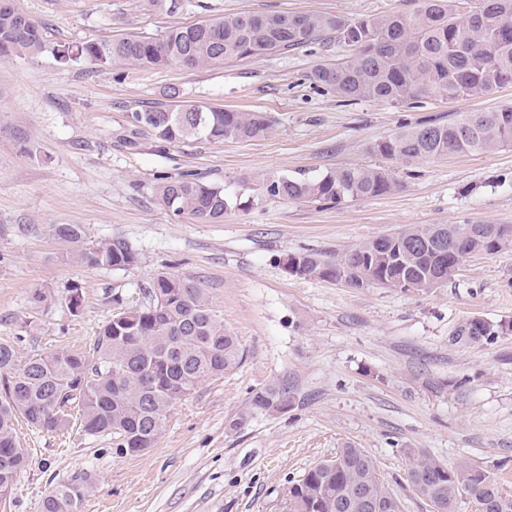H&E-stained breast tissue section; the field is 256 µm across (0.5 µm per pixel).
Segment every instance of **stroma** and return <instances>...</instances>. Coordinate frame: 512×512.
Segmentation results:
<instances>
[{
    "label": "stroma",
    "instance_id": "obj_1",
    "mask_svg": "<svg viewBox=\"0 0 512 512\" xmlns=\"http://www.w3.org/2000/svg\"><path fill=\"white\" fill-rule=\"evenodd\" d=\"M38 22L46 49L0 60V341L19 356L92 349L100 328L143 303L165 272L196 283L241 363L170 409L154 445L117 455L109 439L78 427L58 433L19 420L29 464L0 512H41L77 474L90 477L79 512H281L284 490L344 447L364 449L402 512H432L410 485L411 451L482 468L512 495V332L481 344L456 341L467 319L512 322V245L468 257L427 293L289 275L288 255L346 250L410 224H512V146L394 162L389 194L340 204L265 195L278 176L324 175L371 165L370 144L434 118L512 105V86L478 98L409 106L342 101L313 87L315 65L349 49L317 40L281 55L198 69L59 65L54 50L134 34L161 38L239 12L317 14L345 20L410 12L418 0H14ZM205 102L262 112L253 140H187L157 148L148 133L125 143L129 113ZM185 172L224 188L222 222L173 216L158 205L165 177ZM53 224H80L92 243L125 241L126 270L80 267ZM82 295L80 312L68 305ZM44 301H37V294ZM286 385L282 412L251 408Z\"/></svg>",
    "mask_w": 512,
    "mask_h": 512
}]
</instances>
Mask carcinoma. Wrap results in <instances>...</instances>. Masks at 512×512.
Masks as SVG:
<instances>
[{
    "instance_id": "carcinoma-1",
    "label": "carcinoma",
    "mask_w": 512,
    "mask_h": 512,
    "mask_svg": "<svg viewBox=\"0 0 512 512\" xmlns=\"http://www.w3.org/2000/svg\"><path fill=\"white\" fill-rule=\"evenodd\" d=\"M336 36L350 54L311 72L314 86L345 102L362 99L414 104L480 97L512 85V0H477L460 13L458 0H421L412 13L368 16L346 21L337 16L305 14L293 23L284 14L240 13L170 30L160 39L130 35L87 41L56 50L67 65L77 54L97 65L128 63L145 69L183 64L205 68L227 59L262 57ZM44 51L39 25L24 22L0 6V59L36 56ZM134 129L152 132L163 144L193 138L201 142L251 140L270 127L262 112H237L205 104L133 113ZM512 145V107L463 112L453 121L423 120L370 146L389 161L459 153H491ZM397 187L387 166L339 168L323 176H281L266 181L271 197L339 204L387 194ZM158 203L174 216L215 222L230 200L224 189L192 174L166 180ZM51 235L69 245L68 259L87 267L128 269L138 255L123 241L88 246L80 224H53ZM512 237V225L426 224L406 227L366 241L345 252H302L295 275L353 288L380 286L403 292H428L448 281L472 253L494 254ZM450 239L456 253L439 258L433 245ZM151 302L127 310L122 322H108L93 353L60 349L20 359L13 344L0 342V500L13 490L29 462L15 433L23 417L36 430L57 432L79 425L88 436L112 440L115 453L135 455V437L151 447L167 423V413L181 388L221 377L242 360L235 337L224 330L204 289L188 280L160 273L148 289ZM495 327L474 317L455 330V339L487 341ZM288 387L256 393L254 409L270 410ZM413 490L426 501L448 505L469 496L477 512H512V496L486 472L459 465L450 468L424 453L413 455ZM89 479L57 487L43 501V512H78ZM365 486L379 512H401L400 501L381 483L374 460L361 448H342L316 464L288 487L283 512H356L349 507L354 487Z\"/></svg>"
}]
</instances>
